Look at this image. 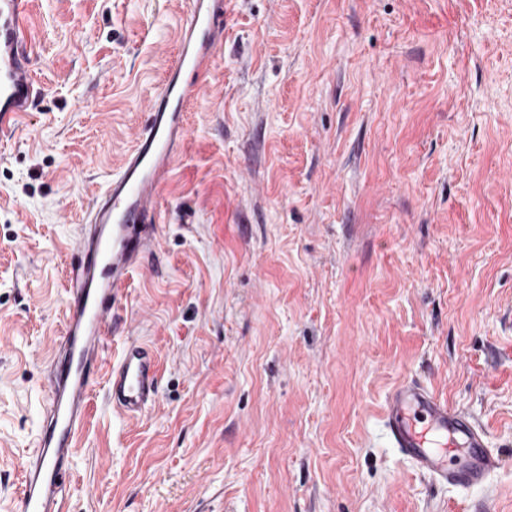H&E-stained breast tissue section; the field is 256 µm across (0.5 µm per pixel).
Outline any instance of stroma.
Instances as JSON below:
<instances>
[{"mask_svg":"<svg viewBox=\"0 0 512 512\" xmlns=\"http://www.w3.org/2000/svg\"><path fill=\"white\" fill-rule=\"evenodd\" d=\"M39 92L0 120V512L62 337L76 237L178 54L189 0H30ZM123 337L160 360L124 420L89 395L69 512H512V0H223ZM423 380L501 468L451 490L393 447Z\"/></svg>","mask_w":512,"mask_h":512,"instance_id":"obj_1","label":"stroma"}]
</instances>
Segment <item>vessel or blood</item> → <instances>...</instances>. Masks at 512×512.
<instances>
[{"label": "vessel or blood", "instance_id": "b4317fda", "mask_svg": "<svg viewBox=\"0 0 512 512\" xmlns=\"http://www.w3.org/2000/svg\"><path fill=\"white\" fill-rule=\"evenodd\" d=\"M29 10V0H0V113L29 111L37 94ZM221 10L220 0L208 8L195 0L174 65L150 99L149 119L77 240L64 336L53 354L41 430L27 461L17 512H68L75 440L98 380L106 382L107 404L124 417H141L156 401L154 350L127 336L118 355L109 358L104 343L116 320L120 289L156 244L160 190L174 167L175 143L187 134L184 109L201 93L181 77L209 67L220 40L216 17ZM385 415L394 447L441 485L480 486L501 467L483 428L419 380H405L388 394Z\"/></svg>", "mask_w": 512, "mask_h": 512}]
</instances>
